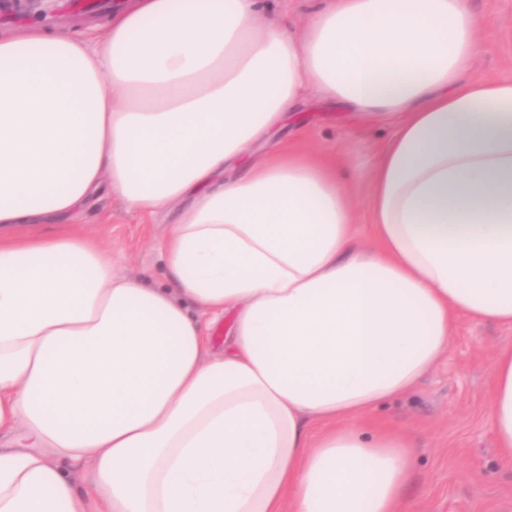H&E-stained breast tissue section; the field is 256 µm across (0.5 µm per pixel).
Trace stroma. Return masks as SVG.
Segmentation results:
<instances>
[{"label": "stroma", "instance_id": "1", "mask_svg": "<svg viewBox=\"0 0 512 512\" xmlns=\"http://www.w3.org/2000/svg\"><path fill=\"white\" fill-rule=\"evenodd\" d=\"M484 19L470 72L476 79H512V0H474ZM382 119L365 121L314 100L302 103L269 146L288 142L300 151L340 157L360 223H367L366 189L351 181L371 168L391 135ZM75 223L110 247L113 268L153 287L171 279L162 241L173 214L129 210L115 196L89 203ZM512 344V328L460 319L448 353L407 395L380 406L375 420L409 432L417 447L404 497L412 512H512V464L502 462L488 429L487 397L496 348Z\"/></svg>", "mask_w": 512, "mask_h": 512}]
</instances>
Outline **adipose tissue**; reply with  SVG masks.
<instances>
[{
  "mask_svg": "<svg viewBox=\"0 0 512 512\" xmlns=\"http://www.w3.org/2000/svg\"><path fill=\"white\" fill-rule=\"evenodd\" d=\"M266 8L0 36V512H408L413 440L375 410L460 318L512 327V79L470 77L471 0H317L299 31ZM306 96L395 125L373 247L335 158L255 151ZM104 192L175 211L173 287L74 223ZM197 309L232 314L223 354ZM488 427L512 461V346Z\"/></svg>",
  "mask_w": 512,
  "mask_h": 512,
  "instance_id": "adipose-tissue-1",
  "label": "adipose tissue"
}]
</instances>
